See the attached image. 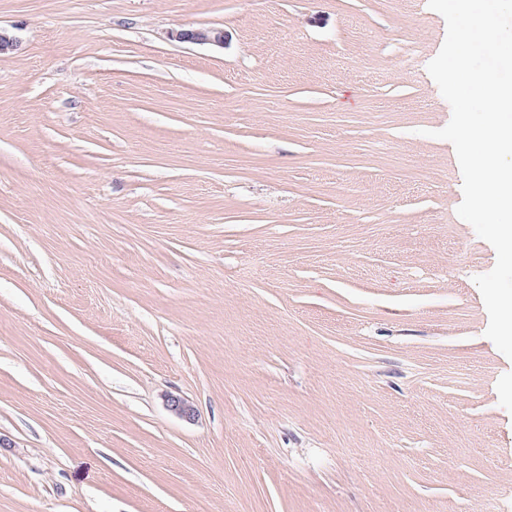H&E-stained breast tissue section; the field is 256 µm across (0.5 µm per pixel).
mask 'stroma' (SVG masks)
<instances>
[{"label":"stroma","instance_id":"stroma-1","mask_svg":"<svg viewBox=\"0 0 512 512\" xmlns=\"http://www.w3.org/2000/svg\"><path fill=\"white\" fill-rule=\"evenodd\" d=\"M0 26V512H512L497 256L434 136L427 0ZM172 37L182 42H189L199 45H212L220 47L224 44V31L214 28L181 30L177 31L175 35L172 34Z\"/></svg>","mask_w":512,"mask_h":512}]
</instances>
